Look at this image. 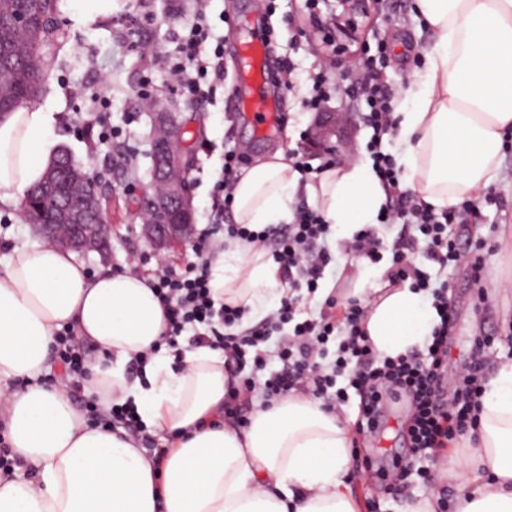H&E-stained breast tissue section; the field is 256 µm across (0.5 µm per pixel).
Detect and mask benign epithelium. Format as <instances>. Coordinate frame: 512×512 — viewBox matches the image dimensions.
Segmentation results:
<instances>
[{
    "mask_svg": "<svg viewBox=\"0 0 512 512\" xmlns=\"http://www.w3.org/2000/svg\"><path fill=\"white\" fill-rule=\"evenodd\" d=\"M377 0H336L335 23L348 39L358 38L357 18L365 17ZM154 141L161 149L153 156L152 193L145 194L147 209L142 213L143 232L157 251L169 250L182 243L192 228L193 197L191 184L184 173L189 166L186 152L182 148V126L173 113H156ZM67 154L63 149L47 168L38 193H49L64 183L70 192L83 194V201L76 209L63 204V222L71 232L60 233V225L45 224L33 216L30 222L38 231L59 245L76 251H100L105 244L107 224L102 216L101 193L98 180L83 169L71 165L64 180H59L58 171Z\"/></svg>",
    "mask_w": 512,
    "mask_h": 512,
    "instance_id": "benign-epithelium-1",
    "label": "benign epithelium"
}]
</instances>
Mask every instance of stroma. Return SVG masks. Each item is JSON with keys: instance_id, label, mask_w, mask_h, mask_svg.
I'll list each match as a JSON object with an SVG mask.
<instances>
[{"instance_id": "1", "label": "stroma", "mask_w": 512, "mask_h": 512, "mask_svg": "<svg viewBox=\"0 0 512 512\" xmlns=\"http://www.w3.org/2000/svg\"><path fill=\"white\" fill-rule=\"evenodd\" d=\"M120 8L111 18L97 21L83 30L72 29L62 11H55L53 31L41 48L45 79L38 104L53 103L56 131L75 161L100 180L102 204L109 225L110 253L78 255L89 273L109 268L115 272L136 270L145 273L147 263L163 261L177 272H185L196 260V233L209 225L211 191L224 160L225 150L242 154L253 161L277 148L291 150L306 146L313 158L324 148L314 141H302L304 133L317 123L314 113L304 109L302 93L311 87L310 76L324 57L322 34L314 26L305 0H275L263 17L253 15L252 0H118ZM204 9L215 36L224 40V93L215 103L192 106L172 89V82L154 53L172 49L181 22L194 19ZM138 19L143 49H132L126 39L129 19ZM257 23L267 40L271 61L293 69L298 93L287 95L281 103L280 120L272 138L258 139L249 113L227 107L226 96L241 79L238 31L241 24ZM430 35L422 28L414 11V0H381L370 22L367 45H385L388 67L386 78L396 91H403L410 75L422 69L423 49ZM149 87L165 111L175 113L185 133L192 164L187 177L194 195L195 235L158 258L141 234L140 210L145 187L150 182L149 157L153 130V111L140 96ZM106 96L107 106L98 112V122L112 130L110 144L93 145L86 134L84 120L92 110L96 95ZM359 102L338 94L329 113L336 119L339 138L352 142L353 153L364 151L372 131L359 118ZM504 164L491 181L496 203L485 204L477 218L486 262L482 284H475L463 267L448 268L443 278L449 286L448 342L451 354L446 370L454 372L459 358L468 353L476 336L488 335L495 342L485 348L487 371H494L512 358V137L504 142ZM22 208L0 204V258L9 246L41 243ZM488 291L484 311H476L477 287ZM463 442L454 437L446 452L426 462L424 472L412 475L406 493L388 492L385 481L375 476H353L350 489L361 499L365 512H402L407 500L442 494L454 502L458 487L442 472L450 451Z\"/></svg>"}]
</instances>
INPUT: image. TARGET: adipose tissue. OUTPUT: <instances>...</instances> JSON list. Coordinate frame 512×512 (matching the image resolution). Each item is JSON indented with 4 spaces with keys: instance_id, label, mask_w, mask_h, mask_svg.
Returning <instances> with one entry per match:
<instances>
[{
    "instance_id": "1",
    "label": "adipose tissue",
    "mask_w": 512,
    "mask_h": 512,
    "mask_svg": "<svg viewBox=\"0 0 512 512\" xmlns=\"http://www.w3.org/2000/svg\"><path fill=\"white\" fill-rule=\"evenodd\" d=\"M431 32L395 116L405 143L404 183L446 209L478 195L504 163L512 134V0H415ZM51 106L0 118V203L40 183L54 156ZM300 174L283 149L242 167L234 223H289ZM338 237L377 221L385 200L371 160L320 171L305 184ZM215 300L243 308V325L266 318L286 288L268 252L227 242L212 261ZM364 330L383 357L423 348L439 317L423 293L375 289ZM73 326L96 354L82 379L102 408L134 405L148 433L168 440L155 458L126 431L92 428L65 385H48L56 331ZM165 310L149 280L133 272L89 274L74 253L16 245L0 266V422L24 474L0 477V512H362L349 490L350 420L293 395L256 402L245 428L224 423L223 355L198 347L161 350L130 377L132 357L161 342ZM477 427L444 470L459 483L455 512H512V362L483 384Z\"/></svg>"
}]
</instances>
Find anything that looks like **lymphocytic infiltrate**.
I'll list each match as a JSON object with an SVG mask.
<instances>
[{"label": "lymphocytic infiltrate", "mask_w": 512, "mask_h": 512, "mask_svg": "<svg viewBox=\"0 0 512 512\" xmlns=\"http://www.w3.org/2000/svg\"><path fill=\"white\" fill-rule=\"evenodd\" d=\"M211 37L205 17L184 24L174 37L175 48L163 55L172 82L192 104L208 102L217 86L224 83V46L213 50L205 45ZM346 95L365 102V121L373 134L366 145L373 167L385 191L380 208L385 223L401 228L392 252L387 278L390 285L409 283L428 295L441 321L432 333L427 355L412 352L396 358L379 357L363 330L366 310L357 301L339 304L328 296L318 314L306 315L304 294H315L326 267L332 260L328 239L331 227L314 208L300 206L285 230H255L245 224H228L224 214L232 203L234 184L240 170L234 151H226L224 165L212 189L214 223L223 225L225 238L247 244H271L287 293L266 319L240 329V307L216 303L209 284V268L217 251L197 248L191 271L178 274L155 270L150 286L167 312L164 340L176 347L177 339L191 334L196 346L222 352L233 374L224 396V416L241 419L248 396L255 389L253 376L278 360L282 368L265 382L264 401L304 393L316 399L344 401L347 389L360 397L358 431L366 437L379 432L387 399L407 396L412 447L421 451L443 447L453 434L475 428L474 410L482 392L484 361L480 353H469L460 371L447 376L443 358L448 353L449 296L446 286H434L432 276L418 266L416 257L445 269L470 268L482 278L485 259L479 245L468 240L469 218L477 210L472 197L458 205L436 210L415 200L404 187L394 157L383 149V139L396 132L393 116L394 91L381 79L371 60L354 59L347 71ZM336 351H329V344ZM346 376L347 388L337 379Z\"/></svg>", "instance_id": "obj_1"}]
</instances>
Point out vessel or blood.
Returning a JSON list of instances; mask_svg holds the SVG:
<instances>
[{
	"label": "vessel or blood",
	"mask_w": 512,
	"mask_h": 512,
	"mask_svg": "<svg viewBox=\"0 0 512 512\" xmlns=\"http://www.w3.org/2000/svg\"><path fill=\"white\" fill-rule=\"evenodd\" d=\"M266 51L262 43L247 39L241 44V61L248 83L240 87L232 100L233 108L253 113L259 135L273 132L277 126V111L273 101L263 90L266 81Z\"/></svg>",
	"instance_id": "b4317fda"
}]
</instances>
